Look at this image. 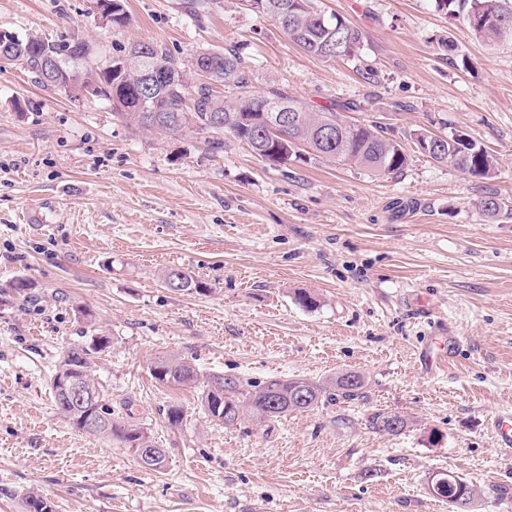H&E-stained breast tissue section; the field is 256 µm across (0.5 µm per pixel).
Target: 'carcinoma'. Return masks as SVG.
<instances>
[{
	"label": "carcinoma",
	"instance_id": "1",
	"mask_svg": "<svg viewBox=\"0 0 512 512\" xmlns=\"http://www.w3.org/2000/svg\"><path fill=\"white\" fill-rule=\"evenodd\" d=\"M288 14V25L282 27L289 40L306 53L324 61L338 58L353 59L362 48L363 33L356 25L327 15L313 7L312 0H280ZM436 6L462 19L478 38L499 42L512 38V7L504 0H435ZM97 9L112 8V27L121 28L128 21L122 0H95ZM342 45H337L338 40ZM10 63L20 66L44 87L80 93L91 87L92 97L112 105L114 115L139 132L176 137L192 134L208 135L211 150L224 148L229 136L246 143L263 161L274 165L292 160L323 159L350 162L372 175L397 177L410 161L405 144L389 136L378 124L353 122L333 107L315 109L303 100L280 89L255 96L247 90L248 77L242 58L234 49L209 51L204 55L209 75L198 77V84L189 83V73L170 52L155 43H135L119 50L106 63H98L96 44L81 38L60 42L37 36L13 35L8 49ZM147 65L164 70V79L141 90L137 76ZM234 87L238 95L221 98L214 86ZM270 102L286 103L294 110L292 125L282 132L279 141L269 144L262 136L265 106ZM331 127L336 136L329 143L323 131ZM434 133L417 130L411 135L416 151L439 163H452L462 172L480 179H491L497 169L496 158L477 146L468 135L455 130L448 140L429 150ZM163 282L173 291L191 294L208 292L205 282L180 268H170ZM105 349V340L93 336L80 349L66 350L55 373L79 372L97 393L100 410L109 417L105 429H87L75 422V415L58 392L56 382L51 390L57 408L74 422L78 430L89 435L116 441L139 456L146 433L137 425L112 412L94 374L93 354ZM151 371L158 381L174 386H191L200 381V405L209 417L232 426L248 416L257 421L276 420L290 413L305 412L341 397L356 400L362 397L364 377L356 372L339 373L326 382L304 378H275L252 390L236 377L212 375L201 380L195 367L175 357L154 361ZM372 429L389 435H399L408 427V419L395 412L378 410L368 417ZM443 486L435 495L446 499L448 489L455 488L467 499V509L476 498V490L463 478L450 472L440 475Z\"/></svg>",
	"mask_w": 512,
	"mask_h": 512
}]
</instances>
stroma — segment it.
<instances>
[{
	"label": "stroma",
	"instance_id": "obj_1",
	"mask_svg": "<svg viewBox=\"0 0 512 512\" xmlns=\"http://www.w3.org/2000/svg\"><path fill=\"white\" fill-rule=\"evenodd\" d=\"M123 3L129 21L113 29L94 0H0V31L76 36L105 60L136 42L187 65L231 47L253 94L345 105L401 140L460 129L497 171L480 180L418 153L396 179L318 158L272 166L230 138L216 152L200 135L135 132L108 102L0 62V512H25L30 493L55 512H450L430 490L448 470L476 488L473 512H512V451L490 425L512 413V41L477 38L434 0H313L364 33L355 59L326 62L241 0H208L199 17L186 0ZM489 191L507 211L484 214ZM170 267L209 293L166 288ZM88 330L108 339L104 394L165 449L163 469L58 410L50 378ZM163 356L204 377L356 372L366 386L227 427L197 389L153 378ZM379 409L408 429L370 428ZM393 418L401 421L400 428L395 431L389 427V423ZM368 421L372 429L389 435H399L403 433L408 427V419L405 416L399 413L384 410H378L374 413H371Z\"/></svg>",
	"mask_w": 512,
	"mask_h": 512
}]
</instances>
